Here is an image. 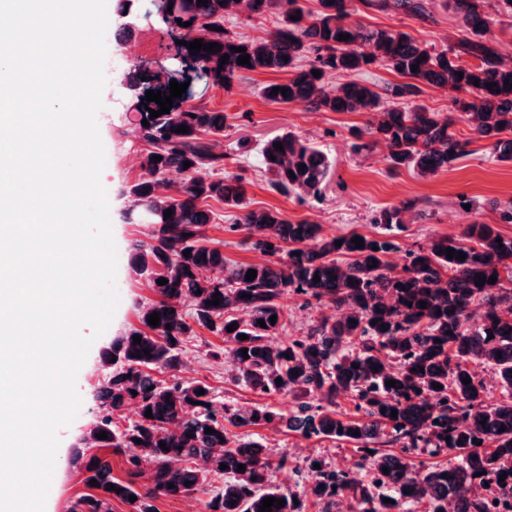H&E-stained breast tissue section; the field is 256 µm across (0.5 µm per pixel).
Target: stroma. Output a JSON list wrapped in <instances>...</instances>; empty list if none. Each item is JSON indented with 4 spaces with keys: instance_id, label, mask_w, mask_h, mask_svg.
<instances>
[{
    "instance_id": "obj_1",
    "label": "stroma",
    "mask_w": 512,
    "mask_h": 512,
    "mask_svg": "<svg viewBox=\"0 0 512 512\" xmlns=\"http://www.w3.org/2000/svg\"><path fill=\"white\" fill-rule=\"evenodd\" d=\"M432 18L422 21L402 13L358 7L355 18L365 25L381 29H398L411 34L427 46L443 48L453 44L460 35L459 26L446 7V0H429ZM109 24L105 37L106 84L102 93L103 107L98 113L100 136L105 148V168L101 183L109 202V215L117 252L116 287L120 301L105 333L92 345L77 375L81 408L73 422L59 430V447L45 512H70L76 497L84 492L82 475L72 463L76 448L94 422L99 401L97 389L105 372L100 355L113 339L139 326L142 307L155 294L145 280L131 269L132 248L137 242H150L154 227L130 224L124 213L130 204L128 188L143 178L144 148L132 125L136 110L121 78L129 62L146 64L148 81L164 83L168 70L174 68L175 47L157 18L141 21L132 33L120 35V19L115 4H108ZM272 72H249L237 78L227 90L201 83H192L190 103L228 114L229 126L224 131V151L229 157L230 171L239 173L246 188V201L252 209H276L292 219H306L321 224L329 235L352 231L370 234L371 219L376 211L403 202L412 203L421 212L420 220L404 224L396 231L399 251L391 254L395 265H403L405 252L426 245L443 234L459 236L474 220L497 224L504 237H512V224H498L497 209L512 205V164L491 157L489 141L474 140L469 156L451 170L431 178L420 177L414 170L391 169L384 146L370 151H356V132L364 127L367 117L362 113L314 111L302 104L276 105L265 101L262 87L275 81ZM291 132L310 139L336 160L323 200L299 201L295 196L270 190L269 175L262 162L261 150L271 137ZM472 209H465V202ZM214 220L206 228L208 236L223 242L227 260L251 263L258 261L248 240L246 228L237 226V210L224 204H213ZM279 306L283 326L280 342L302 336L309 324L322 313L318 304L306 303L303 296L283 294ZM222 340L206 329L184 343L181 375L183 379H200L212 389L217 401L229 404H271L291 409L288 395L265 397L238 385L227 372L223 359L212 355ZM250 439L267 446L272 457H286L283 467L272 469V485L305 497L314 481L311 465L319 461L332 468L351 464L352 474L359 482L370 479L363 466L361 453L355 447L332 439L304 438L285 429L248 428Z\"/></svg>"
}]
</instances>
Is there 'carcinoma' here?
Masks as SVG:
<instances>
[{
    "label": "carcinoma",
    "instance_id": "cac0c4a2",
    "mask_svg": "<svg viewBox=\"0 0 512 512\" xmlns=\"http://www.w3.org/2000/svg\"><path fill=\"white\" fill-rule=\"evenodd\" d=\"M318 2L311 12L298 0H207L205 6L197 0H167L161 20L171 36L187 41L176 46L177 54L200 66L198 78L211 86L228 89L245 72L271 70L286 75L262 87V97L271 104L366 114L359 136L369 140L356 149L384 145L393 170L411 167L430 177L451 169L470 154L472 139L455 130L462 121L477 138L491 141L496 160L512 163V64L502 60L490 32V11L512 18L509 0H448L465 36L440 51L407 32L351 20L352 0ZM381 6L429 17L426 0H381ZM241 10L254 17L278 11L282 19L267 37L240 41L224 30V16ZM341 34L350 38L341 41ZM196 39L216 42L221 51L189 50ZM238 47L246 48L250 65L238 64ZM224 55L229 59L222 66ZM376 63L400 77L382 93L352 78ZM314 70L320 76H313ZM332 75L346 80L329 89ZM142 77L137 65L123 75L140 106L136 133L148 146L143 156L147 177L131 185L128 195L133 206L149 210L154 237L135 245L132 269L157 298L142 309V328L117 337L101 355L107 374L97 390L98 415L84 437L87 447L72 457L87 492L77 496L71 512H114L117 503L128 512H158L159 497L194 494L208 496L205 512H261L268 497L285 500L272 512H305L295 495L270 486L273 463L267 448L231 431L252 426L331 437L363 452L371 472L368 485L353 483L342 471L316 470L309 496L319 512H333L341 498L348 499L350 512H446L450 502L455 512H512V237L475 221L458 237L438 235L425 247L407 250L398 269L389 261L399 250L392 232L402 229L410 204L376 212L374 234L343 236L326 235L321 225L294 221L277 210L249 209L242 176L224 170L221 140L228 115L179 101L152 119L141 101ZM489 83L496 87L487 88ZM424 86L448 91V111L405 104ZM275 88L287 94L274 95ZM181 125L188 132H175ZM277 142L283 151L273 147ZM154 155L162 160H151ZM262 159L275 191L301 201L324 196L332 162L314 143L291 132L278 135L265 142ZM171 171L182 175L173 195L167 193ZM210 199L241 210L236 225L248 230L261 260L225 261L221 243L205 231L212 221L205 206ZM168 209L172 216L166 218ZM355 237L363 239V247H355ZM337 241L341 246H335ZM447 248L466 259L447 258ZM251 269L257 276L248 281ZM480 277L485 279L481 286ZM161 278L168 283L157 284ZM285 292L313 299L336 315L321 318L300 338L274 344L271 338L281 326L278 299ZM216 294L220 303L212 306ZM421 301L427 307H420ZM153 313L160 316L157 327L148 322ZM273 315L277 322L272 324ZM197 326L222 338L224 347L212 356L224 358L238 381L267 396L291 395L295 410L228 406L216 401L206 382L182 379L183 344L196 335ZM241 334L248 339H240ZM136 335L139 344L133 341ZM481 365L495 371L506 400L488 401L487 386L475 372ZM465 377L471 383H463ZM388 380L395 386H387ZM200 389L204 394H196ZM312 393L321 394L325 404L304 401ZM341 395L353 397L361 417L336 411ZM129 405L135 406L137 420L122 427L115 416ZM148 409L150 418L145 417ZM208 427L214 432L205 433ZM103 431L108 438H97ZM137 438L141 443H135ZM162 443L167 449L160 448ZM371 443L399 444L401 452L371 450ZM419 446L433 455L446 453L448 459L416 464L406 453ZM100 449L126 455L125 478L112 476ZM146 462L152 464L149 471ZM222 464L227 468L220 469ZM240 464L245 471L238 470ZM211 475L224 476V489L212 496ZM92 479L99 486L90 485ZM111 484L121 492L109 489ZM131 495L136 501L129 500Z\"/></svg>",
    "mask_w": 512,
    "mask_h": 512
}]
</instances>
